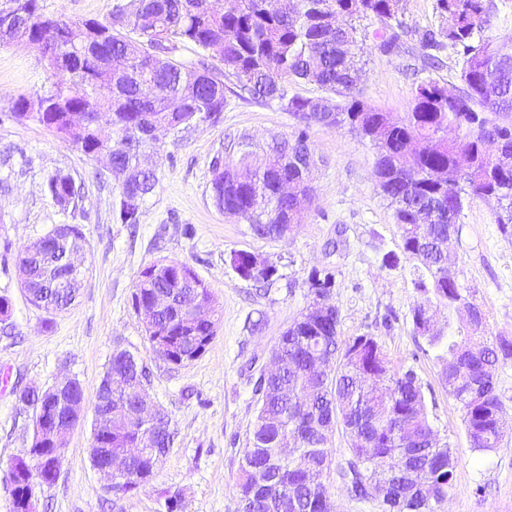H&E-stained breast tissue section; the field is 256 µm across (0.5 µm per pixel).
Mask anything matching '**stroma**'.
<instances>
[{"mask_svg":"<svg viewBox=\"0 0 512 512\" xmlns=\"http://www.w3.org/2000/svg\"><path fill=\"white\" fill-rule=\"evenodd\" d=\"M114 0H42L49 16L106 20ZM415 33L393 53L369 38L359 89L368 102L394 113L409 111L416 75L410 64L421 53L417 34L437 28L435 0H402ZM55 76L35 46H0V295L13 304L11 335H0V512H11L5 477L13 459L31 443L33 411L18 404L15 383L42 388L62 377L77 379L93 397L115 349L145 357L149 393L171 417L174 444L152 479L114 500L89 458L91 423L68 436L57 479L35 488L37 512H165L167 493L182 490V512H238L235 482L256 412L248 363L263 367L281 333L306 307L313 270L336 273L329 303L339 311V336L377 338L391 365L413 369L428 402L440 441L460 458L455 488L443 512H512V430L490 452L472 450L463 413L449 396L442 366L425 340L415 336L412 308L418 298L416 260L401 256L400 229L375 190L369 144L344 130L313 126L309 143L314 199L288 236L259 239L247 221L220 211L213 200L212 165L244 153L262 156L275 138H289L295 121L276 101L238 98L225 79L226 102L219 119L194 123L160 140L150 156L159 185L143 205L136 225L122 222L118 190L96 180V161L44 127L10 116L14 102L47 89ZM69 175L83 195L61 208L47 179ZM497 204L474 200L465 212L451 260L475 303L488 317L490 336L512 340V235L496 222ZM61 224L79 225L88 241L79 296L68 310L49 312L26 298L16 268L18 253ZM245 250L277 266L269 285L242 279L231 267L232 252ZM399 254L396 266L381 263ZM190 266L214 292L221 324L206 352L174 368L151 358L144 325L132 306L140 271L161 260ZM263 319L261 331L248 323ZM349 439L336 428L330 440L335 469L327 473L337 512H381L377 500L352 497L336 468Z\"/></svg>","mask_w":512,"mask_h":512,"instance_id":"1","label":"stroma"}]
</instances>
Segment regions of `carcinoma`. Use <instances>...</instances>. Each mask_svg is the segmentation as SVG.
<instances>
[{"label": "carcinoma", "instance_id": "1", "mask_svg": "<svg viewBox=\"0 0 512 512\" xmlns=\"http://www.w3.org/2000/svg\"><path fill=\"white\" fill-rule=\"evenodd\" d=\"M401 0H238L226 12L212 0H117L105 22L71 20L41 12L40 0H0V43L35 45L50 69L64 75L43 94L45 106L27 111V97L18 98L11 117L33 121L55 138L85 155L109 160L120 217L136 224L147 198L157 186L154 171L130 180L146 149L157 143L153 127L169 131L224 111V77L236 81L240 94L256 101H278L295 120L297 132L274 140L266 160L252 164L244 155L238 164L217 163L212 193L225 214L250 224L259 239L279 238L291 224L298 196L311 195L307 174L313 163L308 130L313 125L346 129L374 149L377 191L392 209L401 230L402 250L421 267L417 291L424 295L413 308L414 331L438 351L448 395L460 405L467 436L476 451L498 447L512 429L496 393L494 371L512 359V340L487 336L484 311L470 299L463 284L443 280L433 266L447 256L448 225L461 224L475 199L494 198L496 221L503 233L512 229V44L483 36L490 25L492 0H436L441 27L420 33L421 70L442 66L434 51H453L462 87L450 91L427 76L416 83L410 110L401 116L372 105L358 89L360 67L352 46L358 24L375 20L373 37L385 53L400 48L409 26L400 13ZM202 51L220 47L224 71L173 57L175 42ZM315 84L325 95L289 94L288 85ZM77 115L90 123L75 122ZM112 126L103 138L99 126ZM458 136L448 139V126ZM501 140L497 154L485 144ZM290 183L292 195L281 192ZM455 187L448 195V185ZM54 201L66 207L80 189L68 175L48 181ZM436 210L421 241L420 223ZM86 244L76 224L53 228L20 253L28 300L55 312L76 299L82 275L74 272L73 254ZM253 253L235 251L231 266L243 279L269 284L271 267L260 277L249 273ZM335 272L314 271L310 294L333 287ZM197 291L212 316L186 322L179 298ZM161 296L169 305L158 312L155 330L145 333L148 347L158 341L180 355L199 358L214 340L218 302L188 265L160 260L141 270L132 304L152 305ZM435 303L448 310V331L430 335L423 314ZM336 308L317 316L303 308L279 337L271 357L279 364L272 375L253 381L256 415L244 448L235 490L243 512H322L330 492L322 481L330 470L329 436L336 425L349 437L348 458L339 477L359 498L379 501L382 512H441L454 489L458 466L455 449L431 438L433 428L417 374L394 368L378 341L367 335L340 339ZM338 360L336 370L316 367L323 356ZM112 424L96 433L107 452L138 447L139 423L128 419L129 394L150 385L144 360L126 349L112 352ZM35 421L32 468L17 472L12 512H28L27 491L35 482L56 480L66 446L39 441L53 422ZM172 419L163 417L154 453L165 456L174 443ZM154 469L146 460L128 474L137 489Z\"/></svg>", "mask_w": 512, "mask_h": 512}]
</instances>
